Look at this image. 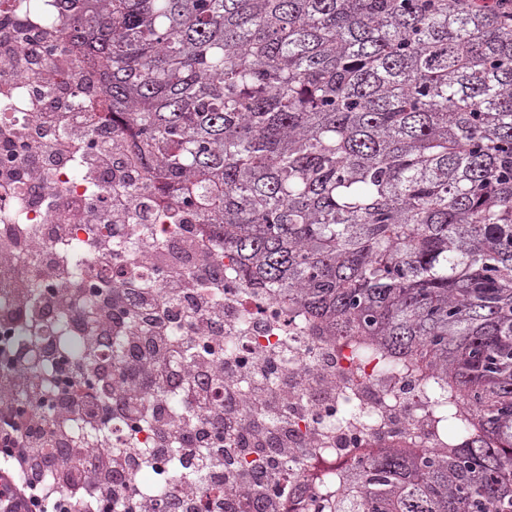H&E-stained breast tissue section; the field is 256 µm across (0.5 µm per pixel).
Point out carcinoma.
<instances>
[{"label":"carcinoma","instance_id":"obj_1","mask_svg":"<svg viewBox=\"0 0 512 512\" xmlns=\"http://www.w3.org/2000/svg\"><path fill=\"white\" fill-rule=\"evenodd\" d=\"M56 2L62 51L103 77L101 120L135 129L146 179L243 276L448 386V448L360 461L310 512H512V9ZM67 353L99 375L93 347ZM287 475L278 460L266 489Z\"/></svg>","mask_w":512,"mask_h":512}]
</instances>
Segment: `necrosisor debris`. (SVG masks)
Segmentation results:
<instances>
[{
  "label": "necrosis or debris",
  "mask_w": 512,
  "mask_h": 512,
  "mask_svg": "<svg viewBox=\"0 0 512 512\" xmlns=\"http://www.w3.org/2000/svg\"><path fill=\"white\" fill-rule=\"evenodd\" d=\"M25 2L0 0V414L26 399L6 386L26 371L20 337H45L47 378L60 336H152L168 361L204 338L209 369L224 368V393L237 398L238 427L282 452L307 451L308 496L281 492L274 512H307L309 495L397 441L439 448L440 396L420 375L387 370L382 351L324 335L278 289L239 275L196 211L170 223L168 202L132 160L131 132L114 134L96 115L98 70L57 53L55 27L18 20ZM112 430L119 452L104 455L97 481L124 466L137 512H157L150 490L161 486L178 487L186 512H240V492L256 483L237 471L221 493L206 491L171 467L174 448L140 463L157 445L154 427Z\"/></svg>",
  "instance_id": "1"
}]
</instances>
